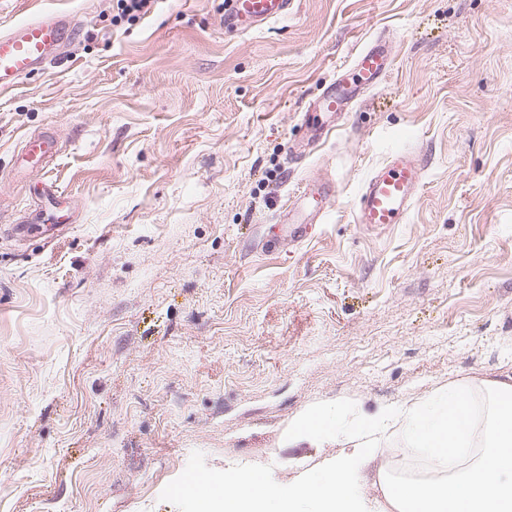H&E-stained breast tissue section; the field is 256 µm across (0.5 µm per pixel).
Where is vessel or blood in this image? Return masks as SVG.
Returning <instances> with one entry per match:
<instances>
[{"instance_id": "b4317fda", "label": "vessel or blood", "mask_w": 512, "mask_h": 512, "mask_svg": "<svg viewBox=\"0 0 512 512\" xmlns=\"http://www.w3.org/2000/svg\"><path fill=\"white\" fill-rule=\"evenodd\" d=\"M291 0H226L224 28L245 32L263 28L286 17ZM79 28L77 19L65 11L33 9L28 18L0 30V96L16 90L34 70L57 60L62 48L72 44ZM391 65L389 48L373 43L357 55L352 70L337 78L314 103L317 112L341 116L366 89L376 86ZM423 178V167L411 152H395L367 178L353 208L358 224H400L413 209L415 193ZM332 186L309 184L289 205L283 216L293 240H302L307 225L325 215Z\"/></svg>"}]
</instances>
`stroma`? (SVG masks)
Returning a JSON list of instances; mask_svg holds the SVG:
<instances>
[{
  "mask_svg": "<svg viewBox=\"0 0 512 512\" xmlns=\"http://www.w3.org/2000/svg\"><path fill=\"white\" fill-rule=\"evenodd\" d=\"M44 5L83 27L0 97V512H177L160 494L195 451L288 485L355 445L285 440L315 403L512 383V0H294L233 33L224 0ZM380 38L386 77L290 159ZM46 131L61 154L20 161ZM396 146L424 164L408 219L354 223ZM315 179L329 211L290 241ZM400 436L364 472L370 512L413 462Z\"/></svg>",
  "mask_w": 512,
  "mask_h": 512,
  "instance_id": "1",
  "label": "stroma"
}]
</instances>
